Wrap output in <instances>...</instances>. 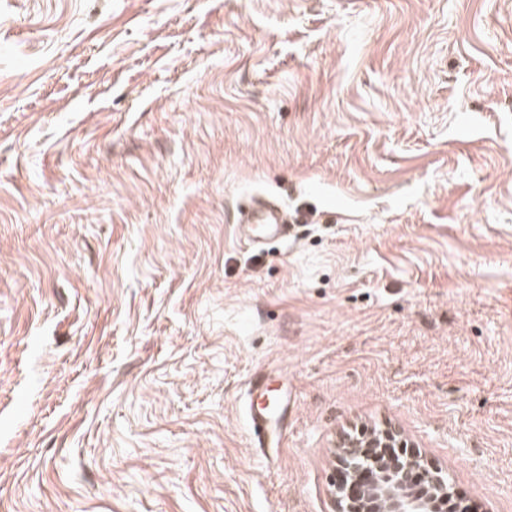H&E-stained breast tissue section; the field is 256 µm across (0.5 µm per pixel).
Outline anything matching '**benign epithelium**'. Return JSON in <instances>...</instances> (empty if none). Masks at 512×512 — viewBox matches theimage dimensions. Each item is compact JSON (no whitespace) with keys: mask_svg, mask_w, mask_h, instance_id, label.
I'll list each match as a JSON object with an SVG mask.
<instances>
[{"mask_svg":"<svg viewBox=\"0 0 512 512\" xmlns=\"http://www.w3.org/2000/svg\"><path fill=\"white\" fill-rule=\"evenodd\" d=\"M336 459L352 480L335 485V512H441V502L448 499L439 469L391 431L342 438ZM413 470L426 484L409 489L406 480Z\"/></svg>","mask_w":512,"mask_h":512,"instance_id":"benign-epithelium-1","label":"benign epithelium"}]
</instances>
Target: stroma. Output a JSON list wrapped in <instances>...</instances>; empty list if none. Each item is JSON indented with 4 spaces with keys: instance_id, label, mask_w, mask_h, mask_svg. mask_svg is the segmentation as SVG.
<instances>
[{
    "instance_id": "35a3bbf8",
    "label": "stroma",
    "mask_w": 512,
    "mask_h": 512,
    "mask_svg": "<svg viewBox=\"0 0 512 512\" xmlns=\"http://www.w3.org/2000/svg\"><path fill=\"white\" fill-rule=\"evenodd\" d=\"M363 427L512 512V0H0V512H333ZM251 211L247 224H239L241 232L258 239H276L287 241L291 227L281 210L272 202L258 199ZM274 411V406H269L267 402L260 404L258 407H254L253 403H250L249 406V421L251 424V428L257 435V441L259 446L263 445V440L260 437L261 432L267 430L269 428L270 423L273 421L272 413Z\"/></svg>"
}]
</instances>
